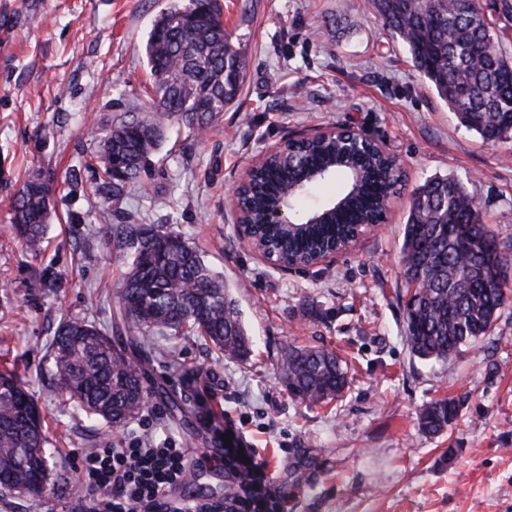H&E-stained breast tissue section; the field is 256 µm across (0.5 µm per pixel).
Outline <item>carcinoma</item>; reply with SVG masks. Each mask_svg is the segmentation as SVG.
I'll list each match as a JSON object with an SVG mask.
<instances>
[{
  "label": "carcinoma",
  "instance_id": "1",
  "mask_svg": "<svg viewBox=\"0 0 512 512\" xmlns=\"http://www.w3.org/2000/svg\"><path fill=\"white\" fill-rule=\"evenodd\" d=\"M374 17L407 49L413 66L457 116L485 142L512 141V57L496 45L490 23L466 0H371ZM219 0L175 2L154 21L145 44L152 111L133 113L108 128L89 131L101 148L94 156L118 193L139 178L172 122L198 132L236 102L246 60L221 21ZM337 143L313 139L271 158L242 200L252 236L274 258L305 265L344 242L384 210L402 187L386 161L367 153L357 161L362 176L341 167L345 184L338 201L350 202L334 224H313L298 234L264 223L267 210L292 184L317 167L332 165ZM53 177L28 173L14 200V234L31 254L41 250ZM128 264L113 292V315L126 344L112 343L100 327L65 318L48 345L56 391L86 416L115 426L162 405L180 409L164 390L146 385L143 366L150 336L196 333L228 358L246 360L252 340L236 299L201 253L166 224H114L105 240ZM512 239L484 223L465 184L435 175L416 185L403 231L402 274L406 293L405 336L422 360H441L488 335L507 306L512 285ZM283 381L300 402L340 398L349 384L345 361L323 346L284 349ZM453 399L430 402L421 427L437 434L458 417ZM62 462L49 447L45 421L16 368H0V489L40 495Z\"/></svg>",
  "mask_w": 512,
  "mask_h": 512
}]
</instances>
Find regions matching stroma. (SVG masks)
<instances>
[{
	"mask_svg": "<svg viewBox=\"0 0 512 512\" xmlns=\"http://www.w3.org/2000/svg\"><path fill=\"white\" fill-rule=\"evenodd\" d=\"M171 0H0V365L14 364L69 465L54 493H0V512H78L80 454L150 436L195 458L185 497L220 500L224 467L199 422L196 386L213 389L224 422L266 465L274 512H512V306L491 335L447 360L415 357L405 338L401 244L412 186L462 180L485 223L512 236V141L466 131L370 0H221L249 66L236 103L208 134L175 123L141 183L113 195L92 166L89 124L146 112L145 43ZM345 124L377 139L408 181L388 224L333 265L282 271L235 231L228 205L246 168L289 133ZM34 168L54 177L44 250L12 235L13 199ZM169 224L223 275L255 341L249 360L199 336L158 338L151 379L175 395L121 428L74 411L52 386L47 344L61 316L111 329L108 297L125 264L104 246L114 224ZM324 346L350 367L337 401L308 406L283 382L287 345ZM460 405L426 434L424 404Z\"/></svg>",
	"mask_w": 512,
	"mask_h": 512,
	"instance_id": "1",
	"label": "stroma"
}]
</instances>
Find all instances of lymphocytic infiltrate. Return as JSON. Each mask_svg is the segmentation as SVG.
I'll return each instance as SVG.
<instances>
[{
	"label": "lymphocytic infiltrate",
	"mask_w": 512,
	"mask_h": 512,
	"mask_svg": "<svg viewBox=\"0 0 512 512\" xmlns=\"http://www.w3.org/2000/svg\"><path fill=\"white\" fill-rule=\"evenodd\" d=\"M189 452L174 440L137 438L120 448H94L81 456L80 483L87 512H265L262 463L254 449L221 451L223 464L235 470L238 489L223 504L181 502L171 497Z\"/></svg>",
	"instance_id": "1"
}]
</instances>
